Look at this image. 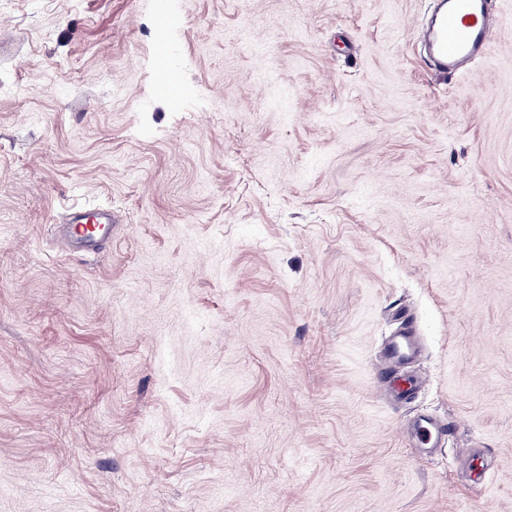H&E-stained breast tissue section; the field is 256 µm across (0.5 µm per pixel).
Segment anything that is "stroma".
<instances>
[{"mask_svg":"<svg viewBox=\"0 0 512 512\" xmlns=\"http://www.w3.org/2000/svg\"><path fill=\"white\" fill-rule=\"evenodd\" d=\"M433 7L0 0V512H512V8ZM506 0H437L423 25L427 60L434 70L459 77L488 51L495 35L489 22L493 5ZM95 226H91V229L85 228L84 232L79 231V236L73 237L70 234H66L69 238L72 246L80 243L87 250L95 251L100 246L98 238L101 236L105 229V224H112V215L109 210H97L95 212ZM416 348L411 337L405 335L395 338L387 347L386 356L389 362L399 363L414 356ZM447 424H437L430 420H421L416 427V436L420 444L432 448L448 435Z\"/></svg>","mask_w":512,"mask_h":512,"instance_id":"stroma-1","label":"stroma"}]
</instances>
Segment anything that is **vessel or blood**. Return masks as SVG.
<instances>
[{"label": "vessel or blood", "mask_w": 512, "mask_h": 512, "mask_svg": "<svg viewBox=\"0 0 512 512\" xmlns=\"http://www.w3.org/2000/svg\"><path fill=\"white\" fill-rule=\"evenodd\" d=\"M493 0H437V6L423 27V42L427 60L434 70L448 76L459 77L488 51L495 31L489 22ZM95 226H87V216L73 214L71 223L84 225L77 236V243L94 250L106 224L111 223L110 211L95 213ZM416 348L409 335L395 338L387 347L389 362L399 363L414 356ZM448 434V427L428 420L420 421L416 436L421 445L431 448Z\"/></svg>", "instance_id": "obj_1"}]
</instances>
